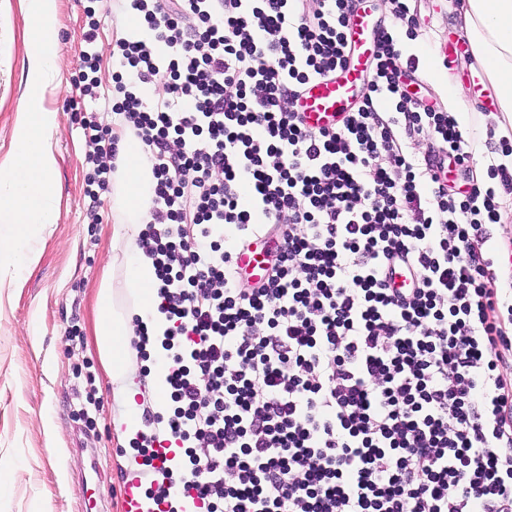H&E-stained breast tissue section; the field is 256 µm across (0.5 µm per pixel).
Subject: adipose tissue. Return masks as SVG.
<instances>
[{"instance_id": "ef3b65f1", "label": "adipose tissue", "mask_w": 512, "mask_h": 512, "mask_svg": "<svg viewBox=\"0 0 512 512\" xmlns=\"http://www.w3.org/2000/svg\"><path fill=\"white\" fill-rule=\"evenodd\" d=\"M465 36L475 60L494 94L502 118L512 127V0H463ZM122 161L113 175L112 210L116 224L113 236L116 251L113 262L124 271L126 293L133 306L116 312L108 286L97 294L99 320L96 342L112 380V391L125 406L122 422L126 432L141 426L139 406L127 380L136 364L129 347L133 319L141 317L153 335L163 333L153 311L154 272L150 262L138 251L134 239L146 223L152 195V172L140 144L129 133L120 136Z\"/></svg>"}]
</instances>
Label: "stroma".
I'll return each mask as SVG.
<instances>
[{
	"instance_id": "obj_1",
	"label": "stroma",
	"mask_w": 512,
	"mask_h": 512,
	"mask_svg": "<svg viewBox=\"0 0 512 512\" xmlns=\"http://www.w3.org/2000/svg\"><path fill=\"white\" fill-rule=\"evenodd\" d=\"M22 0H0V162L13 149V131L24 93L25 17ZM417 22L433 47H445L442 66L470 91L475 107L468 129L484 143L497 125L485 108L476 61L462 50L461 0H414ZM57 46L62 86H48L42 105L56 112L48 137L61 186L56 223L39 229L38 260L22 272L0 273V512H122L125 474L135 466L130 438L116 422L124 406L112 392L94 344V295L109 282L127 303L124 275L112 263L111 194L87 195L84 159L92 146L70 109L81 99L77 65L88 20L98 23L94 50L99 90L113 89L112 51L135 26L122 0H57ZM78 327L81 337L70 341ZM93 385L102 403L93 421L75 412L77 396ZM99 459L91 469V459ZM104 485L109 497L96 500Z\"/></svg>"
}]
</instances>
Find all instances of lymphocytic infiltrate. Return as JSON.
Returning a JSON list of instances; mask_svg holds the SVG:
<instances>
[{
    "instance_id": "lymphocytic-infiltrate-1",
    "label": "lymphocytic infiltrate",
    "mask_w": 512,
    "mask_h": 512,
    "mask_svg": "<svg viewBox=\"0 0 512 512\" xmlns=\"http://www.w3.org/2000/svg\"><path fill=\"white\" fill-rule=\"evenodd\" d=\"M111 111L152 164L137 246L155 271L193 512H512V299L483 249L512 195V144L470 172L455 113L410 95L390 23L343 125L305 128L303 87L345 58L358 0H128ZM88 185L119 140L96 113ZM275 238L265 280L234 263Z\"/></svg>"
}]
</instances>
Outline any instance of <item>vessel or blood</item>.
Instances as JSON below:
<instances>
[{"mask_svg": "<svg viewBox=\"0 0 512 512\" xmlns=\"http://www.w3.org/2000/svg\"><path fill=\"white\" fill-rule=\"evenodd\" d=\"M382 26L379 17L370 9L355 11L345 30L350 53L346 65L332 75L311 81L297 102L305 127L312 131H331L350 112L360 99L370 77L372 55L380 39ZM246 266L253 280L266 274V252L249 246L237 257ZM124 512H169L170 504L164 498H149L142 491L138 478L123 483Z\"/></svg>", "mask_w": 512, "mask_h": 512, "instance_id": "obj_1", "label": "vessel or blood"}]
</instances>
